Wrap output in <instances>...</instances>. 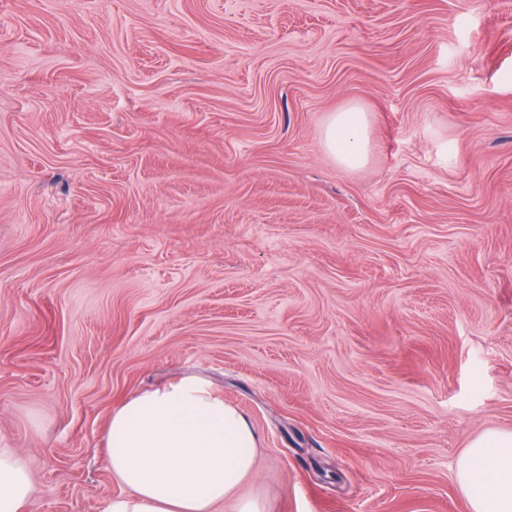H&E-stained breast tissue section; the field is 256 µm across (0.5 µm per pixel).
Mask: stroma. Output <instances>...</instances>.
I'll list each match as a JSON object with an SVG mask.
<instances>
[{"label": "stroma", "mask_w": 512, "mask_h": 512, "mask_svg": "<svg viewBox=\"0 0 512 512\" xmlns=\"http://www.w3.org/2000/svg\"><path fill=\"white\" fill-rule=\"evenodd\" d=\"M369 117L366 165L328 118ZM266 512H470L512 432V0H0V444L102 512L184 375ZM368 126L366 113L358 108H349L330 116L324 129V144L338 164L350 169L365 164L369 145ZM457 480L471 512H512V433L474 438L458 461Z\"/></svg>", "instance_id": "1"}]
</instances>
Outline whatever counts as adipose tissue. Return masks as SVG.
<instances>
[{"instance_id": "1", "label": "adipose tissue", "mask_w": 512, "mask_h": 512, "mask_svg": "<svg viewBox=\"0 0 512 512\" xmlns=\"http://www.w3.org/2000/svg\"><path fill=\"white\" fill-rule=\"evenodd\" d=\"M365 112L334 113L324 129L326 149L341 166L368 157ZM106 465L127 494L104 512H213L232 501L234 512H265L236 492L252 476L260 437L249 417L209 383L186 376L137 395L112 414ZM470 512H512V433L489 430L474 438L457 465ZM31 479L25 457L0 446V512H25Z\"/></svg>"}]
</instances>
